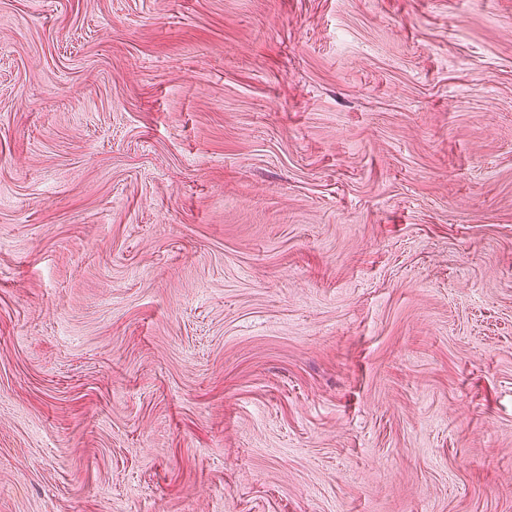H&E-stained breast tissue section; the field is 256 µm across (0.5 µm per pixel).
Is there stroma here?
Masks as SVG:
<instances>
[{
    "mask_svg": "<svg viewBox=\"0 0 512 512\" xmlns=\"http://www.w3.org/2000/svg\"><path fill=\"white\" fill-rule=\"evenodd\" d=\"M0 512H512V0H0Z\"/></svg>",
    "mask_w": 512,
    "mask_h": 512,
    "instance_id": "obj_1",
    "label": "stroma"
}]
</instances>
